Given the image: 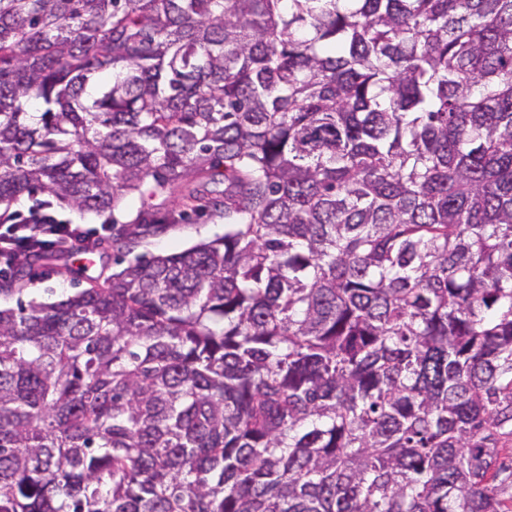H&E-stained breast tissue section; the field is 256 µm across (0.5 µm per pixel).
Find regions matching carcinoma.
Listing matches in <instances>:
<instances>
[{"label": "carcinoma", "mask_w": 512, "mask_h": 512, "mask_svg": "<svg viewBox=\"0 0 512 512\" xmlns=\"http://www.w3.org/2000/svg\"><path fill=\"white\" fill-rule=\"evenodd\" d=\"M39 192L141 206L0 306V512H512V0H0ZM224 234V219L202 218L194 224H173L168 230L139 243L126 260L135 255H168L179 253L199 243L208 242ZM37 263L26 269V276L15 283L14 288H22L13 295L0 297L2 306L14 305L18 297L25 302L51 303L62 294L75 291V288H84L87 283L84 279L78 282L72 275L62 273L52 265Z\"/></svg>", "instance_id": "carcinoma-1"}]
</instances>
